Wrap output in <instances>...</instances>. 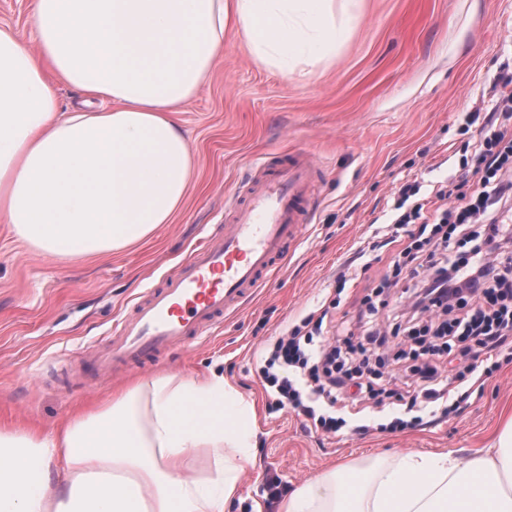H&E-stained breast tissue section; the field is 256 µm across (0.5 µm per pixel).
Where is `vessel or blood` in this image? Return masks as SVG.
<instances>
[{"label":"vessel or blood","mask_w":512,"mask_h":512,"mask_svg":"<svg viewBox=\"0 0 512 512\" xmlns=\"http://www.w3.org/2000/svg\"><path fill=\"white\" fill-rule=\"evenodd\" d=\"M307 156L279 168L258 165L235 202L231 223L207 236L165 285L148 288L121 321L117 339L94 355L101 374L208 332L284 264L300 239L313 200Z\"/></svg>","instance_id":"1"}]
</instances>
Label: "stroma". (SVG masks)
Masks as SVG:
<instances>
[{
  "mask_svg": "<svg viewBox=\"0 0 512 512\" xmlns=\"http://www.w3.org/2000/svg\"><path fill=\"white\" fill-rule=\"evenodd\" d=\"M348 38L304 77L253 59L231 33L210 81L177 119L197 166L172 223L117 253L80 260L44 256L0 223V426L53 431L134 382L216 371L254 410V465L242 476L239 512H280L288 493L318 473L396 465L407 453L468 454L490 447L512 416V363L473 385L459 414L408 417L413 396L397 384L390 407L368 406L369 430L333 436L289 410L271 411L258 352L311 313L350 322L365 287L394 250L387 225L408 181L420 195L459 174L480 136L472 113L492 112L512 77V0H355ZM303 152L314 161L315 205L302 237L268 287L188 345L159 358L91 367L145 288L162 284L224 221L256 161L274 166ZM355 278L344 292L336 276Z\"/></svg>",
  "mask_w": 512,
  "mask_h": 512,
  "instance_id": "35a3bbf8",
  "label": "stroma"
}]
</instances>
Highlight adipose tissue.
<instances>
[{
	"mask_svg": "<svg viewBox=\"0 0 512 512\" xmlns=\"http://www.w3.org/2000/svg\"><path fill=\"white\" fill-rule=\"evenodd\" d=\"M334 0H34L29 41L0 27V222L49 257L118 251L171 223L195 157L176 119L235 32L294 72L349 33ZM78 90L61 111L53 82ZM254 414L222 374L160 376L52 433L0 429V512H225L252 464ZM204 453L200 474L189 463ZM512 417L494 447L410 454L360 512H512ZM349 476L315 475L282 512H350Z\"/></svg>",
	"mask_w": 512,
	"mask_h": 512,
	"instance_id": "adipose-tissue-1",
	"label": "adipose tissue"
}]
</instances>
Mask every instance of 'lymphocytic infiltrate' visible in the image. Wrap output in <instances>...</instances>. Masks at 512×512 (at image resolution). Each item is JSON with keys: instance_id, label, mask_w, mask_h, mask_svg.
<instances>
[{"instance_id": "1", "label": "lymphocytic infiltrate", "mask_w": 512, "mask_h": 512, "mask_svg": "<svg viewBox=\"0 0 512 512\" xmlns=\"http://www.w3.org/2000/svg\"><path fill=\"white\" fill-rule=\"evenodd\" d=\"M501 122L476 145L462 176L469 190L440 187V204L426 213L420 188L399 190L408 210L389 227L397 244L391 263L371 282L373 293L413 283L406 309L410 335L419 336L407 385L421 409L455 417L470 393L462 384L481 372L490 378L512 362V94L497 103ZM400 323L381 326L379 310L365 302L354 328L326 335L322 319L279 337L261 359L262 383L276 394L278 409L306 417L328 435L348 424L344 407L384 393L388 350L399 343ZM495 358L477 368L485 353Z\"/></svg>"}]
</instances>
